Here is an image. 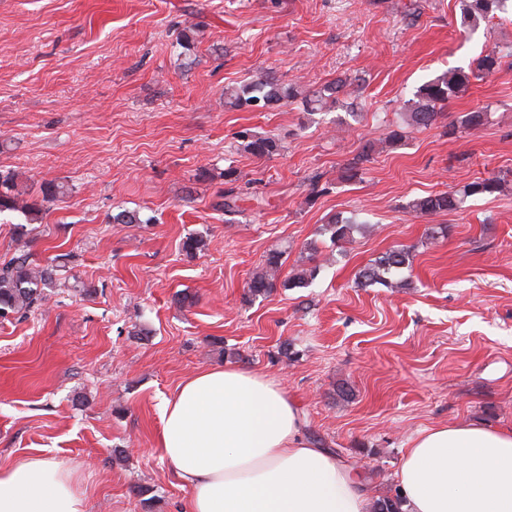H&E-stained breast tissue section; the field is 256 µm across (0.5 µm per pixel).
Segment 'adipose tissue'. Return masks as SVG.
I'll use <instances>...</instances> for the list:
<instances>
[{
	"label": "adipose tissue",
	"mask_w": 512,
	"mask_h": 512,
	"mask_svg": "<svg viewBox=\"0 0 512 512\" xmlns=\"http://www.w3.org/2000/svg\"><path fill=\"white\" fill-rule=\"evenodd\" d=\"M158 453L190 492L188 512H371L364 475L307 438L297 404L233 366L188 376L160 410ZM402 512H512V430L436 425L409 441ZM0 512H86L73 471L31 457L0 469Z\"/></svg>",
	"instance_id": "obj_1"
}]
</instances>
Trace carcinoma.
<instances>
[{
  "label": "carcinoma",
  "instance_id": "carcinoma-1",
  "mask_svg": "<svg viewBox=\"0 0 512 512\" xmlns=\"http://www.w3.org/2000/svg\"><path fill=\"white\" fill-rule=\"evenodd\" d=\"M508 0H461L463 23L475 29L482 22L505 10ZM501 64L500 51L497 48L488 50L478 58L475 65L464 70L450 68L441 75L422 84L414 94V98L404 104L403 123L388 131L386 139L391 143L402 140L407 129H427L436 124L444 116V109L449 100L466 91L472 81L481 80L494 72ZM354 93L353 82L337 80L306 98L310 111H318L324 101L333 99L339 94ZM301 96L299 85L294 82L284 83L276 76L265 73L257 79L240 85L224 88V106L228 109L251 111L270 105L286 104ZM485 112H468L455 124L445 126V134L453 135L458 127L476 129L486 120ZM238 139L243 142L244 149L259 158H272L282 150L278 139L271 136H258L249 130H242ZM371 147L366 145L362 152L348 163L342 170L341 178L346 182L359 179L363 173V164L369 161ZM224 189L217 193L215 209L225 215L240 213L237 183L242 175L237 169L229 166L224 169ZM19 173L0 172V214L5 212L19 213L28 221L39 219V214L50 209L68 194V189L59 183L47 182L42 189V199L30 201L23 196L18 188ZM506 181L501 177L478 179L467 184L463 190L466 196L492 195L503 192ZM461 199L455 190L441 191L418 197L408 202L407 208L420 215L433 216L453 211L459 207ZM359 230L356 217H344L337 213L328 218L322 231L330 234L335 244L350 243L354 232ZM283 252L271 249L265 257L261 271L249 280L247 297L254 300L268 294L277 286L279 271L282 265ZM70 254L58 253L50 262L41 265L33 261L23 242L15 249L11 259L0 265V318L11 315L22 319L46 300V290L60 286L56 274L59 268L66 265ZM410 250L400 246L387 251L379 259L365 266L358 273L360 285H381L385 288H400L404 281L398 278L401 271L410 265ZM318 266L301 270L292 279L282 283L285 288H305L317 277Z\"/></svg>",
  "mask_w": 512,
  "mask_h": 512
}]
</instances>
